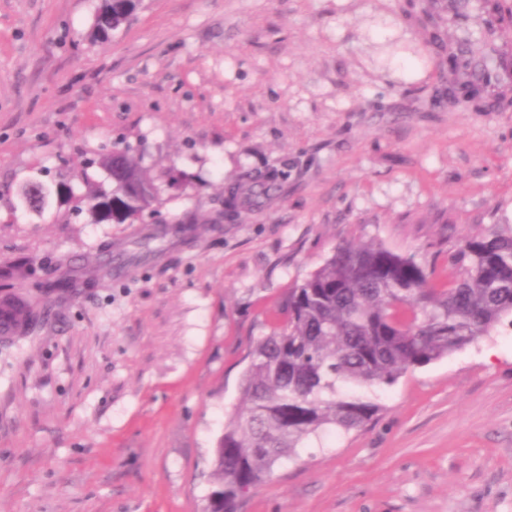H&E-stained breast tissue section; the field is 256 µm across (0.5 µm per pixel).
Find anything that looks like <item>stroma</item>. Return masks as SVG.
Returning <instances> with one entry per match:
<instances>
[{"label": "stroma", "instance_id": "obj_1", "mask_svg": "<svg viewBox=\"0 0 512 512\" xmlns=\"http://www.w3.org/2000/svg\"><path fill=\"white\" fill-rule=\"evenodd\" d=\"M99 3L0 0V185L121 137L188 174L159 209L198 227L0 341V512H204L288 288L345 242L449 280L462 238L512 225V108H429L448 63L407 0H140L90 42ZM273 168V196L225 221V184ZM144 231L2 200L0 266L81 274ZM374 396L366 430L281 463L240 512H512L511 324Z\"/></svg>", "mask_w": 512, "mask_h": 512}]
</instances>
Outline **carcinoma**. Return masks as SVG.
Listing matches in <instances>:
<instances>
[{"label":"carcinoma","instance_id":"obj_1","mask_svg":"<svg viewBox=\"0 0 512 512\" xmlns=\"http://www.w3.org/2000/svg\"><path fill=\"white\" fill-rule=\"evenodd\" d=\"M139 0H101L87 38L105 41L121 29ZM436 30L430 47L450 53L449 77L435 86L432 107L463 98L481 111L498 88L512 80L501 54L484 51L475 70L472 57L447 51ZM110 176L109 185L80 175L87 191L75 195L66 169L46 181L31 174L22 185L42 217L62 206L87 216L90 224H132L155 206L160 185L177 189L171 171L159 176L143 167L128 145L89 160ZM287 177L278 171L247 175L224 187V209L238 211L245 200L266 196ZM160 236L135 241L130 259L152 254ZM458 276L444 283L435 272L382 245L347 243L301 283L288 289L271 331L247 354L240 380L242 407L213 448L216 476L205 512H238L243 488L269 478L282 461L299 462L313 439L328 431L349 433L371 424L380 405L365 394L390 387L411 367H423L489 336L504 321L512 324V225L464 238L450 255ZM72 271L38 275L29 260L0 267V338L29 335L44 321V298L71 293Z\"/></svg>","mask_w":512,"mask_h":512}]
</instances>
